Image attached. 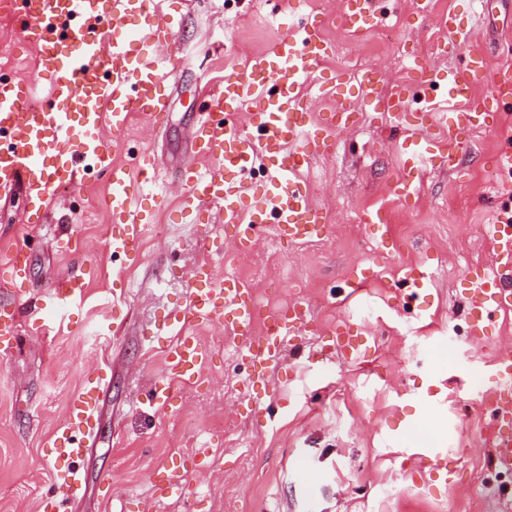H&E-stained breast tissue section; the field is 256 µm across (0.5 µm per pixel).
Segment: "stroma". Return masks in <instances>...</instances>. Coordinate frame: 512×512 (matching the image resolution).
Masks as SVG:
<instances>
[{"mask_svg": "<svg viewBox=\"0 0 512 512\" xmlns=\"http://www.w3.org/2000/svg\"><path fill=\"white\" fill-rule=\"evenodd\" d=\"M415 13L412 0H376V25L351 37L340 24V0H157L162 13H177L178 66L166 82L169 111L162 129L133 116L116 160L133 186L149 184L158 196L155 220L137 245V260L112 252V216L104 205L109 177L82 171L73 188L59 190L47 224L21 221L22 194L0 199V259L28 246L30 297H38L61 273L86 267L93 273L81 297L47 335L30 334L29 307H22L19 349L0 354V512H38L53 482L43 445L65 420L66 404L87 372L103 378L97 429L76 462L82 491L72 512H469L486 498L490 512L512 495V474L492 461L491 419L469 393L488 384L489 367L512 351V311L496 317L491 342L468 336L461 305L468 273L491 266L487 232L512 200V179L495 163L502 145L483 131L460 134L454 171L422 170L419 194L399 200L400 153L408 134L392 128L385 110L357 114L354 126L332 132L328 155L314 157L302 178L323 208L329 234L305 243L277 241L264 228L253 252L209 255L205 242L223 245L224 216L209 204L210 223L182 224L177 213L185 193L180 178L196 161L190 132L225 75L243 72L249 59L272 52L290 20L321 15L333 53L317 67L330 79L344 74V97L315 96L299 88L312 115L355 105L361 74L378 66L383 93L415 79L412 59L433 69L464 66L467 53L441 56L444 35L435 24L456 14L474 31L472 50L490 70L512 65V0H496L473 14L470 0H427ZM26 84L32 103L52 106L49 80L36 69V50L21 18L0 12V79ZM155 157L151 181L138 166ZM380 209L396 249L386 252L360 217ZM70 242L69 253L55 247ZM211 260L217 273L235 275L251 291L256 327L295 300H305L316 331L351 324L367 359L325 364L312 335L294 340L273 376L274 390L254 392L241 339L232 329L197 326L203 350L198 384L172 382L174 404L150 406L151 385L167 380L165 343L157 332L187 298L192 267ZM431 272L429 297L402 305L398 280L406 266ZM360 290L351 293L349 276ZM127 288L112 298L116 285ZM445 372L447 404L435 411L424 395L433 372ZM451 446L459 465L449 481L431 480L428 466L403 454L408 441ZM183 464L187 490L156 500V471Z\"/></svg>", "mask_w": 512, "mask_h": 512, "instance_id": "35a3bbf8", "label": "stroma"}]
</instances>
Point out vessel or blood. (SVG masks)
I'll list each match as a JSON object with an SVG mask.
<instances>
[{"instance_id": "obj_1", "label": "vessel or blood", "mask_w": 512, "mask_h": 512, "mask_svg": "<svg viewBox=\"0 0 512 512\" xmlns=\"http://www.w3.org/2000/svg\"><path fill=\"white\" fill-rule=\"evenodd\" d=\"M9 9L23 17L26 31L35 33L37 66L50 76L55 105L44 108L30 103L27 91L15 90L0 81V191L23 189V214L26 223L43 224L54 206L57 190L72 186L80 169L91 167L109 173L111 191L105 205L112 214L110 245L130 255L153 221L150 209L137 202L128 173L117 164L114 151L100 139L103 123L113 133H121L131 115L137 114L152 126L162 125L168 100L159 92L167 74L154 56L156 46L175 44L179 21L160 14L156 0H9ZM131 21V39L141 44L131 51L130 41L113 40L110 52L100 55L105 19ZM341 25L351 36L365 33L375 21L373 0H344ZM437 24L452 35L446 48L455 52L468 49L472 31L462 29L452 14H442ZM322 19L306 17L300 30L284 34L271 55H256L244 76L228 75L222 90L211 102L191 132L197 158L218 161L221 174H207L187 167L182 180L187 194L181 217L199 221L203 206L212 201L224 205V221L235 228L237 248L247 250L256 242L257 229L275 225L280 235L296 242L321 239L326 224L322 209L314 204L301 170L312 155L327 152V133L347 128L353 109L343 108L322 114L311 121L307 106L298 94L301 80L331 52V44L321 34ZM384 81L373 69L363 76L365 93L360 105L365 109L385 108L395 128L410 131L411 141L402 151V167L413 171L435 163L454 169L459 154L456 137L434 132L435 119L451 111L458 130H482L509 142L500 152V169L512 175V130L503 126L499 113L489 111L473 92L489 84L492 101L512 100V66L489 71L484 57L470 52L466 67L421 73L414 83L400 85L388 96H381ZM443 84L446 102L415 101V90ZM244 114L247 128L225 124L224 116ZM85 132L81 141L69 136L72 124ZM270 161L274 195L259 188L244 192L239 175L249 171L257 158ZM495 250L494 272H476L467 288V306L479 310L481 317L470 326L475 340L490 339L499 312L512 309V219L501 217L490 226ZM12 277L0 280V291L8 296L0 304V350L9 351L18 342L16 310L11 303L23 292L22 278L29 256L16 247L6 257ZM86 274L58 277L49 293L34 302L31 312L36 328H43L58 316L61 307L80 297L86 287ZM193 290L186 306L176 311L172 325L189 324L231 326L241 336L253 363L252 384L267 391L271 374L281 364L280 352L292 336L312 332L310 310L295 303L273 316L262 333L253 329L249 299L232 275L216 276L208 265H197L192 274ZM429 276L421 267L411 266L403 273L406 286L400 299L417 301L425 291ZM321 349L351 357L357 349L349 326L337 328ZM202 351L196 337L179 336L165 349L166 370L183 382L198 376ZM101 383L85 377L79 390L67 402V420L46 441V457L53 465L55 490L42 498L40 512H67L66 506L80 491L79 474L74 467L83 448L82 438L93 435ZM477 402L488 411L493 422V459L497 469L512 472V353L498 356L490 369V382L476 392ZM405 453L419 462H430L439 478L451 472L453 456L432 442L419 441ZM185 473L180 466L166 468L152 485L154 497L167 498L183 492Z\"/></svg>"}]
</instances>
